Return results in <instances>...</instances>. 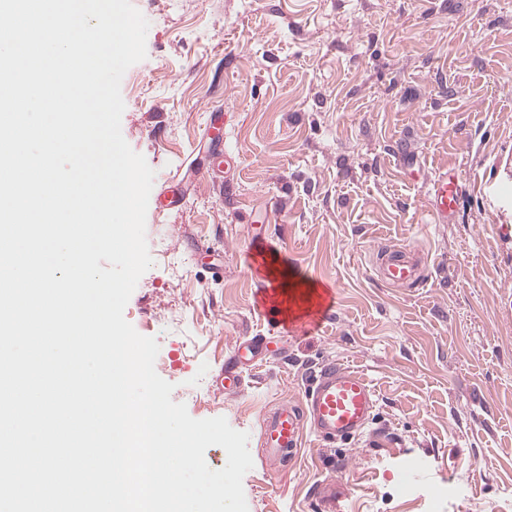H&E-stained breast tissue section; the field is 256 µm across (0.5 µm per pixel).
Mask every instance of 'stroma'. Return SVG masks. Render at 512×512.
Here are the masks:
<instances>
[{"mask_svg":"<svg viewBox=\"0 0 512 512\" xmlns=\"http://www.w3.org/2000/svg\"><path fill=\"white\" fill-rule=\"evenodd\" d=\"M132 3L147 56L122 78L121 132L155 172L153 265L124 317L157 340L173 401L248 432V512H512V0ZM443 168L460 201L432 224ZM388 244L427 254L420 287L377 278ZM272 269L334 289L331 318L271 326L256 292ZM253 336L271 354L220 391ZM327 361L369 377L372 421L265 465L266 410L302 404Z\"/></svg>","mask_w":512,"mask_h":512,"instance_id":"obj_1","label":"stroma"}]
</instances>
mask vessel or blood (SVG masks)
I'll list each match as a JSON object with an SVG mask.
<instances>
[{
    "label": "vessel or blood",
    "instance_id": "b4317fda",
    "mask_svg": "<svg viewBox=\"0 0 512 512\" xmlns=\"http://www.w3.org/2000/svg\"><path fill=\"white\" fill-rule=\"evenodd\" d=\"M430 216L444 224L458 200V179L450 170L434 174L429 183ZM428 262L409 246L382 249L376 271L392 288H411L423 281ZM378 402L370 380L362 371L333 362L323 364L304 405L279 403L263 420L260 445L269 461L296 459L306 435L324 441L361 435Z\"/></svg>",
    "mask_w": 512,
    "mask_h": 512
}]
</instances>
